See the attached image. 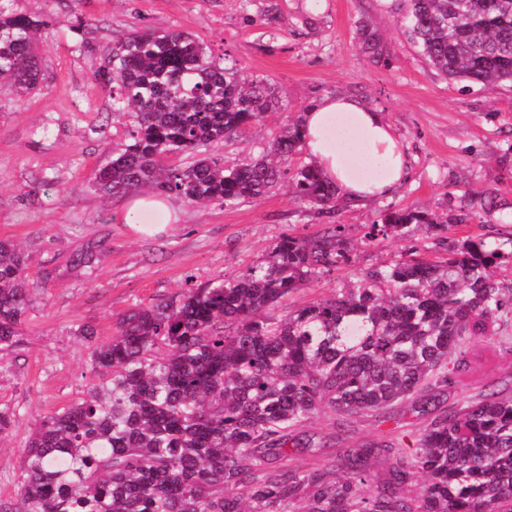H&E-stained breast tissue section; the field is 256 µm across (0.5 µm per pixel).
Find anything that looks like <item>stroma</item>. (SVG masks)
I'll list each match as a JSON object with an SVG mask.
<instances>
[{
	"label": "stroma",
	"mask_w": 512,
	"mask_h": 512,
	"mask_svg": "<svg viewBox=\"0 0 512 512\" xmlns=\"http://www.w3.org/2000/svg\"><path fill=\"white\" fill-rule=\"evenodd\" d=\"M13 7L49 25L42 89L21 100L0 80V239L22 247L35 286L20 344L0 354V410L20 418L0 437V503L18 507L16 475L30 428L86 395L96 378L93 344L111 337L121 315L180 293L186 277L205 283L233 276L262 261L279 236L313 238L325 228V217L297 200L286 181L228 208L179 200L175 228L158 236L135 235L124 224L126 197L103 195L94 178L127 144L128 119L113 113L91 65L129 30L189 32L215 59L275 88L282 110L214 146L224 161L258 158L286 121L325 96L354 97L384 112L406 145L411 176L396 195L359 206L336 201L334 220L352 244L350 266L298 289L276 315L330 296L360 269L398 259L405 241L364 239L387 206L442 217L469 210L468 223L449 225L439 237L412 227L428 256L469 237L512 232V85L461 90L410 41L399 0H15ZM79 17L90 24L82 35L73 29ZM492 198L498 208L487 223ZM85 250L94 254L92 265H75L73 255ZM86 327L94 339L83 336ZM470 349L471 368L449 388V404L512 389V330L475 339ZM392 428L367 416L343 428L321 416L308 430L328 436L315 459L332 466L344 445ZM315 459L295 456L301 466Z\"/></svg>",
	"instance_id": "stroma-1"
}]
</instances>
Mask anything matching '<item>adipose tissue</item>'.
<instances>
[{
    "label": "adipose tissue",
    "mask_w": 512,
    "mask_h": 512,
    "mask_svg": "<svg viewBox=\"0 0 512 512\" xmlns=\"http://www.w3.org/2000/svg\"><path fill=\"white\" fill-rule=\"evenodd\" d=\"M309 160L323 179L355 203L393 196L410 178L402 141L384 114L360 100L324 97L303 114ZM176 211L166 199L133 197L123 221L136 234L166 232Z\"/></svg>",
    "instance_id": "ef3b65f1"
}]
</instances>
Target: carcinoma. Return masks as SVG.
<instances>
[{
	"label": "carcinoma",
	"instance_id": "cac0c4a2",
	"mask_svg": "<svg viewBox=\"0 0 512 512\" xmlns=\"http://www.w3.org/2000/svg\"><path fill=\"white\" fill-rule=\"evenodd\" d=\"M0 0V77L20 96L42 87L46 20ZM408 35L448 79L512 83V0H401ZM129 143L95 174L101 192L150 188L226 206L263 197L289 176L295 198L329 217L336 187L288 162L305 149L301 119L230 163L211 148L262 122L279 101L263 78L217 62L190 33L133 30L94 66ZM175 152L191 157L167 166ZM448 220L389 209L368 225L374 242ZM408 246L364 269L348 288L273 317L267 311L351 263L344 225L315 238L279 237L267 257L220 282L186 279L178 295L134 309L96 344L98 380L86 397L31 431L17 486L0 512H512V391L445 406L468 369V340L512 323V234L467 238L434 259ZM24 254L0 240V352L19 345L32 293ZM422 417L415 444L398 436L340 449L343 474L302 467L296 451L327 446L312 419ZM378 458L388 463L373 477ZM417 477L420 487L410 489Z\"/></svg>",
	"mask_w": 512,
	"mask_h": 512
}]
</instances>
